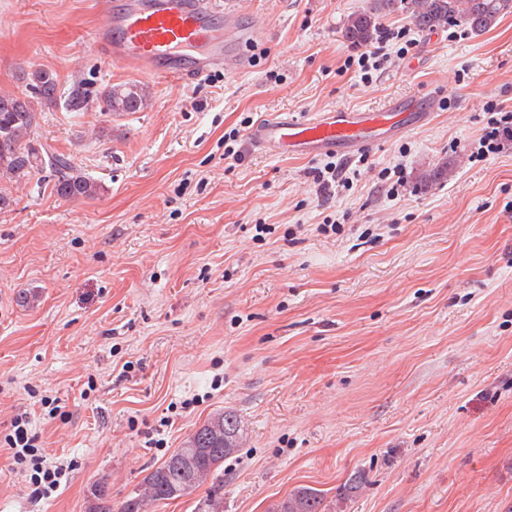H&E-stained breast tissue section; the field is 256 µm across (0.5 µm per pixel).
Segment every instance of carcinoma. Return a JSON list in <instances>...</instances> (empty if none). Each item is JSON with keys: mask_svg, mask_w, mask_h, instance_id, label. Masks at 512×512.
<instances>
[{"mask_svg": "<svg viewBox=\"0 0 512 512\" xmlns=\"http://www.w3.org/2000/svg\"><path fill=\"white\" fill-rule=\"evenodd\" d=\"M398 11L407 12L415 26L435 30L461 21L475 33L492 28L504 15L512 13V0H372L368 10L349 17L343 36L353 44L367 46L374 38L380 19ZM26 89L0 94V183H19L43 170L54 173V192L71 201L100 198L103 184L89 176L65 154L38 140V110L62 100L56 77L43 69L22 74ZM145 86L126 83L107 85L100 94L101 109L115 115L140 112L148 103ZM245 422L234 411L211 415L202 426L160 466L142 480L121 504L112 507L104 483L93 486L87 512H148L151 505L192 494L213 479L210 494L198 512H224L218 470L224 460L235 455L245 440ZM271 512H335L324 495L311 487L294 488L273 505Z\"/></svg>", "mask_w": 512, "mask_h": 512, "instance_id": "carcinoma-1", "label": "carcinoma"}]
</instances>
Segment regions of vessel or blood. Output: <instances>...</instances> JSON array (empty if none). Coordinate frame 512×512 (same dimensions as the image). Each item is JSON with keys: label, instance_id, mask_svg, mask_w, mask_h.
I'll list each match as a JSON object with an SVG mask.
<instances>
[{"label": "vessel or blood", "instance_id": "1", "mask_svg": "<svg viewBox=\"0 0 512 512\" xmlns=\"http://www.w3.org/2000/svg\"><path fill=\"white\" fill-rule=\"evenodd\" d=\"M96 6L103 22L93 35L95 51L146 76L195 81L241 64L256 42L232 0H97ZM432 106L405 97L377 109H329L310 120L271 114L249 137L262 151L350 156L405 133Z\"/></svg>", "mask_w": 512, "mask_h": 512}]
</instances>
